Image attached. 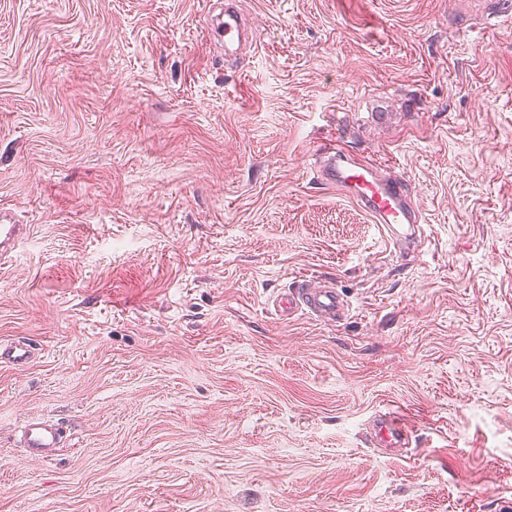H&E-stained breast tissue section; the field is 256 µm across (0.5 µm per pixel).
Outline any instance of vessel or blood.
<instances>
[{
	"mask_svg": "<svg viewBox=\"0 0 512 512\" xmlns=\"http://www.w3.org/2000/svg\"><path fill=\"white\" fill-rule=\"evenodd\" d=\"M211 33L232 51L253 32L238 8L236 0H225L219 14L210 15L206 24ZM316 179L342 191L356 201L376 223L382 224L391 242L413 244L420 211L412 201L408 185L400 176L384 178L380 175L381 162L375 158L354 159L342 146L340 139L332 138L316 151ZM19 224H0V257L9 254L23 239ZM280 311H303L323 321L335 319L344 308V297L335 284L318 288L301 286L281 297ZM33 358V347L24 341L10 344L0 342V364L16 366L28 364ZM20 442L28 455L49 460L61 448L65 433L57 422L45 417H32L23 421ZM410 429L400 416L387 413L376 423L375 437L379 445L404 448L409 442Z\"/></svg>",
	"mask_w": 512,
	"mask_h": 512,
	"instance_id": "1",
	"label": "vessel or blood"
}]
</instances>
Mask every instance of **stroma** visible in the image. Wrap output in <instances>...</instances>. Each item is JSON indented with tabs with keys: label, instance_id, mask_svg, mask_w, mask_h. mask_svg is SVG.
<instances>
[{
	"label": "stroma",
	"instance_id": "1",
	"mask_svg": "<svg viewBox=\"0 0 512 512\" xmlns=\"http://www.w3.org/2000/svg\"><path fill=\"white\" fill-rule=\"evenodd\" d=\"M239 6L234 61L209 0H0V340L37 350L0 364V512H499L512 0ZM334 133L407 180L416 250L314 179ZM304 275L346 315H275ZM237 1L226 0L224 9L221 5L220 13L211 14L206 24L207 34L211 33L221 43H224V55L233 52L235 46L251 37L253 32L247 19L243 17L238 8ZM24 236L22 224H0V257L5 258ZM409 436L410 429L406 422L395 413L381 415L376 423L375 437L378 445L386 448H405ZM20 442L30 457L50 460L65 441L62 426L50 418L32 417L19 429Z\"/></svg>",
	"mask_w": 512,
	"mask_h": 512
}]
</instances>
